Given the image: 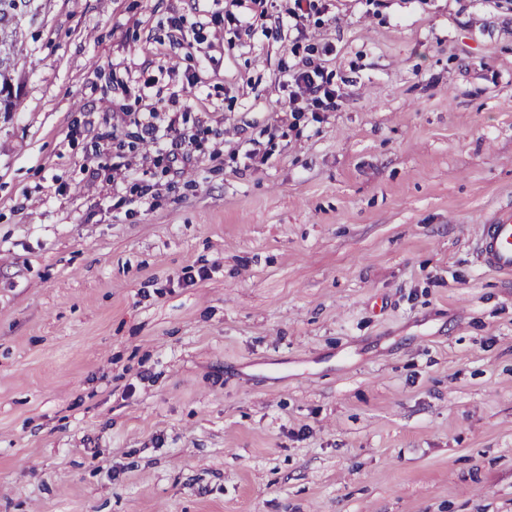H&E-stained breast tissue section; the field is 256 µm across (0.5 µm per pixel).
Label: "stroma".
Returning <instances> with one entry per match:
<instances>
[{"instance_id": "stroma-1", "label": "stroma", "mask_w": 512, "mask_h": 512, "mask_svg": "<svg viewBox=\"0 0 512 512\" xmlns=\"http://www.w3.org/2000/svg\"><path fill=\"white\" fill-rule=\"evenodd\" d=\"M313 4L28 29L0 512H512V278L474 255L512 206V0ZM308 59L336 109L285 110Z\"/></svg>"}]
</instances>
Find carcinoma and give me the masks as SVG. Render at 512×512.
Instances as JSON below:
<instances>
[{"label": "carcinoma", "instance_id": "cac0c4a2", "mask_svg": "<svg viewBox=\"0 0 512 512\" xmlns=\"http://www.w3.org/2000/svg\"><path fill=\"white\" fill-rule=\"evenodd\" d=\"M42 10L40 0H0V109L13 111L14 80L24 51L23 27Z\"/></svg>", "mask_w": 512, "mask_h": 512}]
</instances>
